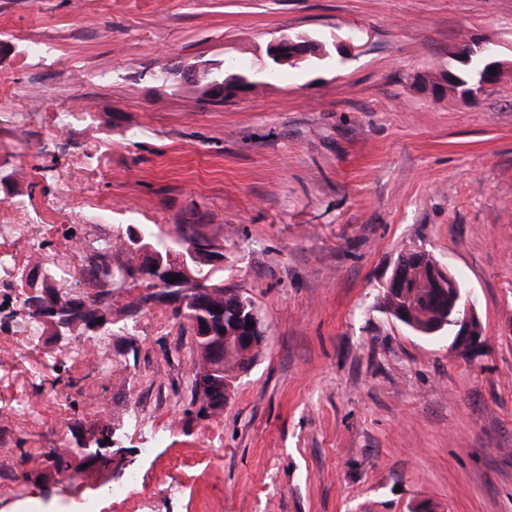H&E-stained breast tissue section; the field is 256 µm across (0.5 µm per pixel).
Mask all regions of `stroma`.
Listing matches in <instances>:
<instances>
[{
    "instance_id": "35a3bbf8",
    "label": "stroma",
    "mask_w": 512,
    "mask_h": 512,
    "mask_svg": "<svg viewBox=\"0 0 512 512\" xmlns=\"http://www.w3.org/2000/svg\"><path fill=\"white\" fill-rule=\"evenodd\" d=\"M280 36L321 51L245 96L158 79L260 70ZM488 39L511 66L512 0H0V213L45 244L0 237V512H83L50 454L92 425L112 463L71 456L83 499L141 476L103 512H512V78L437 89ZM142 224L194 225L266 330L217 414L193 403L192 328L129 315L138 285L108 336L21 310L15 275L80 271ZM412 250L470 292L469 357L379 307Z\"/></svg>"
}]
</instances>
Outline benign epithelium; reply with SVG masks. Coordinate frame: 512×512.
<instances>
[{"label": "benign epithelium", "instance_id": "7a95c632", "mask_svg": "<svg viewBox=\"0 0 512 512\" xmlns=\"http://www.w3.org/2000/svg\"><path fill=\"white\" fill-rule=\"evenodd\" d=\"M478 52L485 55L488 70H486L484 80L476 85L474 90L487 91L505 78L512 76V68L507 69L496 60L497 50L493 43L482 42ZM312 53L310 44L290 38H280L269 46V56L273 63L278 65H286ZM249 90V80L247 79L230 88L215 84L210 87L208 97L227 100L240 97ZM130 250L139 257L141 267L158 272L163 271L168 279L175 276L179 284L192 279V266L220 264L224 261L222 255L214 252V249L203 244L202 240L198 238L187 240L179 238L174 242L173 249L169 251V254L163 255L136 229L130 232ZM426 274L433 287L448 294V305L456 312L452 326L457 351L467 355L471 354L481 346L484 332L470 293L461 289L448 268L438 262L429 265ZM195 330L202 336L215 337L216 343L210 348V354L220 360L240 346L253 350L256 348L257 342L260 341V338L256 336L245 334V325L239 317L234 319L231 324L224 325L221 336H214L212 325L209 322L195 324ZM104 446H106V442L103 441V435L100 431L91 428L80 442L78 451L88 462L110 466L112 457L102 452Z\"/></svg>", "mask_w": 512, "mask_h": 512}]
</instances>
